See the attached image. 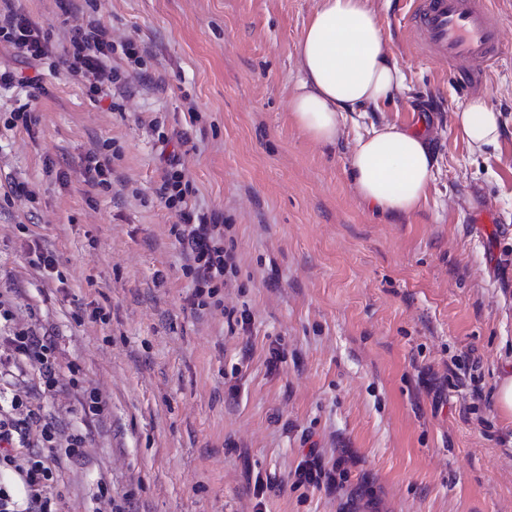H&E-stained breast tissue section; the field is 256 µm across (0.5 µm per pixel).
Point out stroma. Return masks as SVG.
Segmentation results:
<instances>
[{"mask_svg": "<svg viewBox=\"0 0 512 512\" xmlns=\"http://www.w3.org/2000/svg\"><path fill=\"white\" fill-rule=\"evenodd\" d=\"M318 5L98 0L113 39L140 47L112 57L122 111L50 76L27 131L0 91V294L51 334L44 412L86 439L56 466L58 512H98L102 484L125 512H512V420L494 400L512 360V0H493L502 53L463 97L447 63L414 53L403 0H370L404 81L332 146L289 117ZM24 6L60 42L81 3ZM474 98L500 118L479 153L456 131ZM381 124L421 133L434 161L407 216L355 186L354 139ZM92 149L113 156L111 194L83 180ZM174 159L232 226L220 310L197 306L159 198ZM228 308L249 322L229 326ZM312 448L335 490L299 482Z\"/></svg>", "mask_w": 512, "mask_h": 512, "instance_id": "35a3bbf8", "label": "stroma"}]
</instances>
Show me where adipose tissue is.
Returning <instances> with one entry per match:
<instances>
[{
	"label": "adipose tissue",
	"instance_id": "ef3b65f1",
	"mask_svg": "<svg viewBox=\"0 0 512 512\" xmlns=\"http://www.w3.org/2000/svg\"><path fill=\"white\" fill-rule=\"evenodd\" d=\"M301 65L290 103L292 122L312 141L334 144L350 113L386 99L403 73L388 60L368 0H320L296 45ZM462 139L482 150L499 137V114L480 99L459 114ZM351 170L363 200L381 212L408 215L427 199L434 166L424 138L387 124L358 136Z\"/></svg>",
	"mask_w": 512,
	"mask_h": 512
}]
</instances>
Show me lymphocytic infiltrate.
<instances>
[{
	"label": "lymphocytic infiltrate",
	"mask_w": 512,
	"mask_h": 512,
	"mask_svg": "<svg viewBox=\"0 0 512 512\" xmlns=\"http://www.w3.org/2000/svg\"><path fill=\"white\" fill-rule=\"evenodd\" d=\"M7 43L22 59L32 75L23 70L0 73V88L25 87L29 94L14 109L12 118L24 126L34 121L33 106L43 89V75L65 74L81 84L91 98L111 96L120 90L124 77L113 68L112 56H137L132 41L114 44L107 29L98 21L72 26L66 43L54 44L49 35L33 23L17 0H0V43ZM195 190L178 163H171L160 189L165 206L174 210L179 222L172 227L176 243L186 259V270L195 283L196 298L215 297L219 288L237 273L233 244L225 240V226L215 214L197 209ZM9 301L0 299V320L10 322L8 335L0 336V473L16 474L22 484V497H15L0 486V512H55L49 492L55 480L58 451L76 458L84 445L82 435H70L59 442L58 430L47 421L42 406L30 392L17 388V378L36 373L45 393H55L59 371L51 356L52 343L39 329L12 322Z\"/></svg>",
	"instance_id": "obj_1"
}]
</instances>
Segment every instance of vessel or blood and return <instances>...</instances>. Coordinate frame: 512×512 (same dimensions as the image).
I'll return each instance as SVG.
<instances>
[{
    "label": "vessel or blood",
    "mask_w": 512,
    "mask_h": 512,
    "mask_svg": "<svg viewBox=\"0 0 512 512\" xmlns=\"http://www.w3.org/2000/svg\"><path fill=\"white\" fill-rule=\"evenodd\" d=\"M404 5L416 52L447 62L460 90L472 88L496 64L502 40L491 0H405Z\"/></svg>",
    "instance_id": "vessel-or-blood-1"
}]
</instances>
